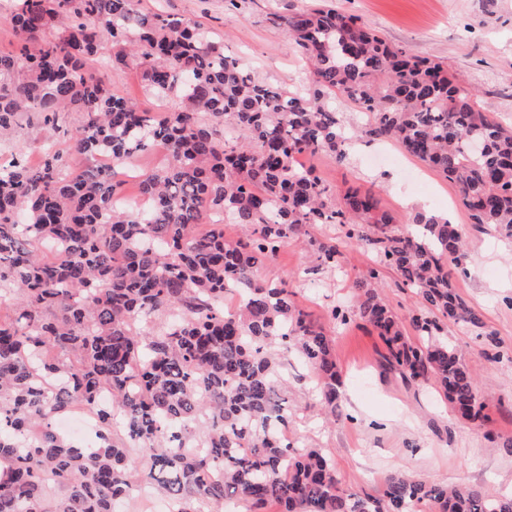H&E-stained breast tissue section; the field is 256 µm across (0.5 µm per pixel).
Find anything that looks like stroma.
<instances>
[{"instance_id":"obj_1","label":"stroma","mask_w":512,"mask_h":512,"mask_svg":"<svg viewBox=\"0 0 512 512\" xmlns=\"http://www.w3.org/2000/svg\"><path fill=\"white\" fill-rule=\"evenodd\" d=\"M324 0H139L141 11H163L215 32L226 52L261 77L283 85L309 78L304 62L271 13H292ZM360 17L377 34L410 53L440 62L474 88L481 104L512 124V0H325ZM321 178L340 189L372 193L397 230L411 227L414 210L448 215L467 242L468 275L453 280L466 304L480 313L482 331L448 325L485 404L481 419L457 418L434 387L404 378L386 365V347L360 319L334 325V308L353 304L351 284L373 264L360 246L344 249L341 270L318 269L309 238L343 241L335 224H316L280 250L272 268L287 276L300 304L335 340L342 375L338 418L326 424L306 367L288 366L294 407L288 437L327 449L344 488L379 494L386 478L406 472L437 484L464 483L512 494V240L471 223L452 183L406 158L394 143H355L345 162L319 159Z\"/></svg>"}]
</instances>
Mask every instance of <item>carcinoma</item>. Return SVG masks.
<instances>
[{
    "mask_svg": "<svg viewBox=\"0 0 512 512\" xmlns=\"http://www.w3.org/2000/svg\"><path fill=\"white\" fill-rule=\"evenodd\" d=\"M10 3L21 45L0 50V139L23 120L43 125L84 164L49 148L33 163L25 146L0 163V512H113L141 478L172 512L228 500L247 512H512V497L402 472L376 496L348 490L325 449L289 442L288 355L334 418L335 349L288 282L261 275L307 226L349 225L374 267L352 284L355 309L331 320L366 322L390 366L478 419L472 373L442 337L444 320L483 328L448 269L465 270L460 227L421 209L414 231L398 232L372 194L295 159L342 163L352 142L393 140L455 184L472 223L512 239V125L441 63L330 5L272 16L310 67V82L285 87L198 23L136 0ZM91 62L136 65L155 100L176 107L142 108ZM338 97L366 121L347 124ZM70 112L82 117L75 129ZM160 143L170 162L139 183L152 209L119 207L123 168ZM226 218L240 235H224ZM309 244L321 266H342L337 243ZM381 267L422 300L414 339L376 286ZM77 403L97 422L82 445L54 425Z\"/></svg>",
    "mask_w": 512,
    "mask_h": 512,
    "instance_id": "carcinoma-1",
    "label": "carcinoma"
}]
</instances>
